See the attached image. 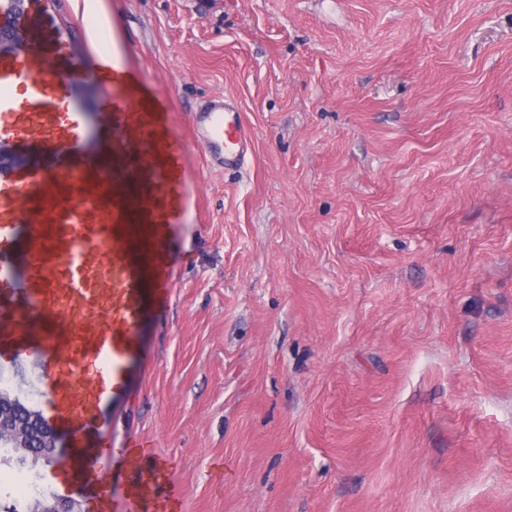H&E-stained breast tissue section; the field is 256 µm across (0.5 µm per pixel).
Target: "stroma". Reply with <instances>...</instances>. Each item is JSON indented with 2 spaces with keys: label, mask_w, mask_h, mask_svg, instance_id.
I'll use <instances>...</instances> for the list:
<instances>
[{
  "label": "stroma",
  "mask_w": 512,
  "mask_h": 512,
  "mask_svg": "<svg viewBox=\"0 0 512 512\" xmlns=\"http://www.w3.org/2000/svg\"><path fill=\"white\" fill-rule=\"evenodd\" d=\"M76 3L33 11L182 136L221 93L253 139L237 171L188 147L114 447L167 459L176 512H512V0Z\"/></svg>",
  "instance_id": "35a3bbf8"
}]
</instances>
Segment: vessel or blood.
<instances>
[{"mask_svg": "<svg viewBox=\"0 0 512 512\" xmlns=\"http://www.w3.org/2000/svg\"><path fill=\"white\" fill-rule=\"evenodd\" d=\"M84 76L108 88L99 119L115 139L105 155L85 151L84 115L70 106L71 85ZM170 106L120 56L92 66L71 54L58 65L48 37L23 21L0 54V142L54 161L0 176V359L40 370L49 424L97 436L94 457L78 446L65 463L81 475L95 459L109 461L123 486L112 512H148L153 485L169 479L164 460L141 468V449L113 455L104 422L145 360L148 301L175 286L188 146L215 169L243 166L251 149L231 98L194 112L188 141L173 131Z\"/></svg>", "mask_w": 512, "mask_h": 512, "instance_id": "obj_1", "label": "vessel or blood"}]
</instances>
